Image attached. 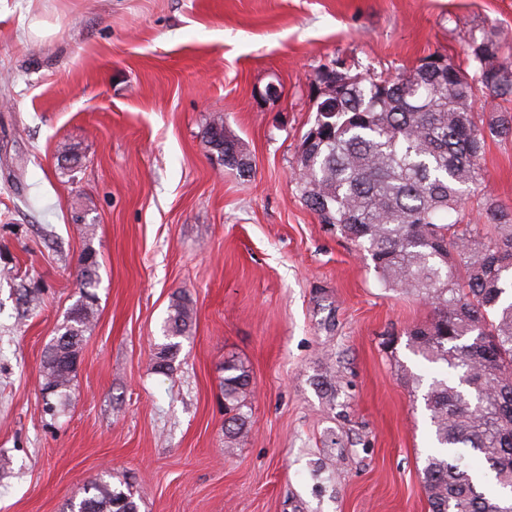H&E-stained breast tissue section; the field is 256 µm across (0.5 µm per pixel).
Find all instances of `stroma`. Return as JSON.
<instances>
[{"label": "stroma", "mask_w": 512, "mask_h": 512, "mask_svg": "<svg viewBox=\"0 0 512 512\" xmlns=\"http://www.w3.org/2000/svg\"><path fill=\"white\" fill-rule=\"evenodd\" d=\"M490 30L512 36V0H0V512H66L105 475L139 512H428L433 429L410 377L444 368L405 331L431 307L320 223L296 161L324 65L467 68ZM216 115L248 173L205 148ZM481 186L512 209V136L488 140ZM87 251L97 320L67 397L48 398L43 354ZM179 292L195 314L161 374ZM229 358L251 379L233 448Z\"/></svg>", "instance_id": "1"}]
</instances>
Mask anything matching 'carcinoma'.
<instances>
[{"label":"carcinoma","instance_id":"cac0c4a2","mask_svg":"<svg viewBox=\"0 0 512 512\" xmlns=\"http://www.w3.org/2000/svg\"><path fill=\"white\" fill-rule=\"evenodd\" d=\"M509 37L489 31L471 41V70L433 53L397 77L347 82L315 103L297 165V188L321 223L332 224L370 255L383 284L430 301L434 316L406 331L414 355L443 364L428 385L426 410L439 452L427 458L423 488L429 512H512V497L481 490L463 460L480 456L496 486L512 491V211L482 198L493 221L484 230L465 220L467 195L477 192L486 137L512 136V115L478 126L471 102L480 91L512 97ZM224 165L248 170L238 142L216 116L203 135ZM454 214L456 219L445 222ZM80 296L69 308L42 361V391L65 396L95 315L98 264L83 255ZM193 322L191 300L172 297L165 342L154 354L159 373L172 370ZM224 446L247 431L250 375L224 361ZM458 375L469 388L457 386ZM68 512H138L130 485L100 480Z\"/></svg>","mask_w":512,"mask_h":512}]
</instances>
